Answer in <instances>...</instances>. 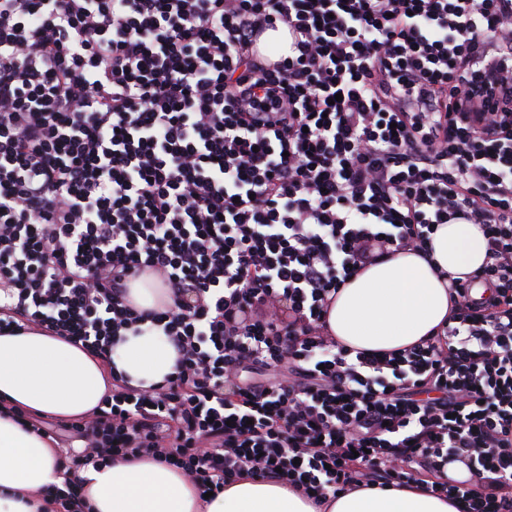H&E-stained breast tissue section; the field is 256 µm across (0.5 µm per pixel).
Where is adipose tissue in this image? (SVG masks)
I'll list each match as a JSON object with an SVG mask.
<instances>
[{
    "mask_svg": "<svg viewBox=\"0 0 512 512\" xmlns=\"http://www.w3.org/2000/svg\"><path fill=\"white\" fill-rule=\"evenodd\" d=\"M431 246L430 258L399 252L348 281L326 315L329 335L354 350L383 352L430 336L448 318L449 278L483 264L486 240L476 225L443 224ZM177 357L163 331L147 325L113 344L107 364L61 337L0 332V401L37 416L76 419L101 403L111 373L147 389L174 372ZM76 480L90 512H465L459 500L377 484L317 505L275 481L241 480L206 503L179 471L147 457L88 465ZM64 481L50 442L0 415V512H38L34 492Z\"/></svg>",
    "mask_w": 512,
    "mask_h": 512,
    "instance_id": "1",
    "label": "adipose tissue"
}]
</instances>
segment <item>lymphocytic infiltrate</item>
<instances>
[{
	"instance_id": "1",
	"label": "lymphocytic infiltrate",
	"mask_w": 512,
	"mask_h": 512,
	"mask_svg": "<svg viewBox=\"0 0 512 512\" xmlns=\"http://www.w3.org/2000/svg\"><path fill=\"white\" fill-rule=\"evenodd\" d=\"M442 224L487 250L436 334L330 337L338 290ZM145 276L167 304L132 301ZM0 291V330L104 359L148 322L178 353L150 389L113 378L64 473L141 455L202 495L512 512V0H0Z\"/></svg>"
}]
</instances>
